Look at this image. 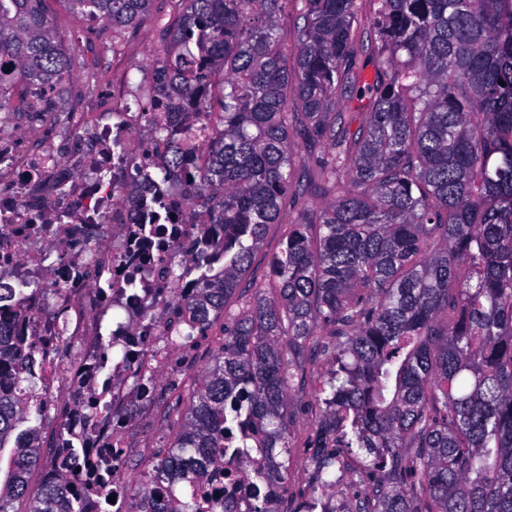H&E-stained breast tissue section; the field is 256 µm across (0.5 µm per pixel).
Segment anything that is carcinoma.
Here are the masks:
<instances>
[{
  "mask_svg": "<svg viewBox=\"0 0 512 512\" xmlns=\"http://www.w3.org/2000/svg\"><path fill=\"white\" fill-rule=\"evenodd\" d=\"M121 34L153 0H62ZM153 60L143 110L187 112L208 131L193 162L173 125L156 128L179 173L224 228L173 272L191 292L169 345L224 336L183 429L148 462L141 512H195L158 500L224 457L226 433L261 456L246 476L288 487L291 400L319 410L306 448L312 480L288 512H512V0H178ZM0 113L36 124L56 111L82 58L55 41L49 0H0ZM372 81L363 80L367 67ZM359 111L354 113V104ZM321 149L306 167L298 144ZM333 195L314 211L316 192ZM288 224L235 313L267 227ZM36 341L0 327V448L16 443L0 512H63L75 482L31 485L40 428ZM324 359L326 374L309 365Z\"/></svg>",
  "mask_w": 512,
  "mask_h": 512,
  "instance_id": "obj_1",
  "label": "carcinoma"
}]
</instances>
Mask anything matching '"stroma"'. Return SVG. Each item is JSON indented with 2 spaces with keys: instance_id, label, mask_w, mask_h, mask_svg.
Wrapping results in <instances>:
<instances>
[{
  "instance_id": "1",
  "label": "stroma",
  "mask_w": 512,
  "mask_h": 512,
  "mask_svg": "<svg viewBox=\"0 0 512 512\" xmlns=\"http://www.w3.org/2000/svg\"><path fill=\"white\" fill-rule=\"evenodd\" d=\"M54 34L63 46L81 43L89 62L96 65L100 80L90 91L83 90L81 73H73L68 79L69 91L59 105L64 112H98L103 105L111 104L112 90L122 84L139 85L136 100L131 101L132 110H142L151 100L153 88L148 66L155 58L163 41V27L178 13L175 0H155L149 16L135 28L126 31L118 49H111L112 32L98 21L72 13L61 0H53ZM223 319H216L209 335L181 355L175 377L187 386H195L222 340ZM173 398L165 386H158L150 415L138 422L133 430L134 440L143 446L160 449L168 446L181 428L180 422L172 421L167 409ZM291 429L293 443L292 479L290 491H297L306 476L304 445L311 430L314 413L304 410L299 403H292Z\"/></svg>"
}]
</instances>
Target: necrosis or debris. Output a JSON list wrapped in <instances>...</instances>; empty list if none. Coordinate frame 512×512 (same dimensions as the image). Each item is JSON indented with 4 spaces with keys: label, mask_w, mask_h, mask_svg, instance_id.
<instances>
[{
    "label": "necrosis or debris",
    "mask_w": 512,
    "mask_h": 512,
    "mask_svg": "<svg viewBox=\"0 0 512 512\" xmlns=\"http://www.w3.org/2000/svg\"><path fill=\"white\" fill-rule=\"evenodd\" d=\"M170 120V113L159 112L150 123L128 110L113 113L106 124L98 113L70 112L63 119L65 131L79 146L68 153L56 137L0 115V152L9 157L0 165V284L20 278L35 284L24 296L0 303V320L25 336L49 340L39 366L38 403L59 418L55 446L81 448L76 481L89 486L111 481L121 512L129 507L126 466L113 461L107 475L100 460L109 449L123 457L137 452L131 428L153 403L131 381L144 367L165 376L174 362V353L157 348L183 292L169 272L188 265L202 242L221 240L207 212L190 209L188 192L176 178L163 195L179 211L180 222L143 221L151 200L129 174L138 166L166 167L151 125ZM50 156L65 163L67 193H58L46 176L44 161ZM103 167L129 183L140 198V212L115 198L111 185L94 183L93 172ZM109 306L123 309L126 318L112 326V345L121 355L106 370L99 362L97 323ZM64 336L76 341V350L61 347ZM246 462V453L225 455L223 463L189 483L199 512H223L228 502L236 512H250L259 497L276 503V489L243 479Z\"/></svg>",
    "instance_id": "4bbe7bcc"
}]
</instances>
